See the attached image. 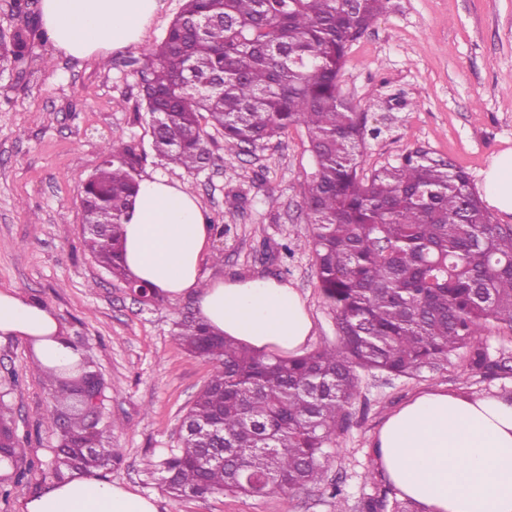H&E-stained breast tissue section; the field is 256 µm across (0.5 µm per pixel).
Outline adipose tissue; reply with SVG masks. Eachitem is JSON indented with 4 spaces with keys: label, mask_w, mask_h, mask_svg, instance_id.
<instances>
[{
    "label": "adipose tissue",
    "mask_w": 512,
    "mask_h": 512,
    "mask_svg": "<svg viewBox=\"0 0 512 512\" xmlns=\"http://www.w3.org/2000/svg\"><path fill=\"white\" fill-rule=\"evenodd\" d=\"M161 0H40L47 37L83 60L140 44ZM487 204L512 216V149L484 173ZM124 261L138 280L177 300L193 297L217 334L260 350L302 353L313 323L296 291L275 278L209 280L211 228L199 200L159 176L142 178L125 224ZM41 303L0 291V334L34 342L45 366L80 351ZM375 472L420 512H512V402L425 390L386 418L372 444ZM20 512H158L154 498L78 475L50 482Z\"/></svg>",
    "instance_id": "1"
}]
</instances>
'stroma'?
I'll return each mask as SVG.
<instances>
[{"mask_svg": "<svg viewBox=\"0 0 512 512\" xmlns=\"http://www.w3.org/2000/svg\"><path fill=\"white\" fill-rule=\"evenodd\" d=\"M140 47L104 59L76 60L53 47L40 11H18L0 0V33L25 32L29 56L0 71V291L38 301L55 315L105 381L103 418L113 424L119 457L104 480L157 499L159 512H359L361 500L386 495L373 468L372 442L384 419L418 392L512 399V370L477 373L459 350L452 366L421 376L362 374L352 422L330 450L326 476L341 488L274 490L266 495L216 494L173 498L148 468L175 447L182 418L212 366L190 355L176 322L192 319V299L143 304L125 282L101 267L81 243L80 186L103 160L113 133L143 149L138 176L180 183L201 203L209 223L227 226L212 237L205 268L211 277H273L295 288L313 321L309 349L336 342V318L316 278L305 241L304 205L311 158L304 127L239 149L216 137L214 161L190 173L150 151L149 116L141 100L140 49L155 47L184 0H162ZM339 85L366 115L364 172L396 164L422 149L464 169L472 184L502 150L512 148V0H388L368 31L349 47ZM291 254H284L282 244ZM29 342L0 338V392L23 440L19 467L29 473L0 496V512L51 482L58 430L46 416L50 390L33 371Z\"/></svg>", "mask_w": 512, "mask_h": 512, "instance_id": "obj_1", "label": "stroma"}]
</instances>
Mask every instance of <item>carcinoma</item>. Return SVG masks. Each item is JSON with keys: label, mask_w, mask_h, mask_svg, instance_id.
Returning a JSON list of instances; mask_svg holds the SVG:
<instances>
[{"label": "carcinoma", "mask_w": 512, "mask_h": 512, "mask_svg": "<svg viewBox=\"0 0 512 512\" xmlns=\"http://www.w3.org/2000/svg\"><path fill=\"white\" fill-rule=\"evenodd\" d=\"M387 0H185L165 37L142 53V98L156 155L190 172L211 161V135L238 148L309 135L313 172L305 204L319 288L336 315L337 341L301 356L257 351L218 336L200 320L179 323L191 354L213 366L162 460L161 488L173 497L257 496L326 485L336 437L352 422L360 373L415 377L452 364L492 326L512 337V225L496 224L469 175L422 150L367 174L366 119L344 99L338 76L350 45ZM17 32L9 58L25 63ZM82 185V241L112 276L147 284L123 264L141 156L122 136L103 148ZM472 371L489 368L470 350ZM50 383L47 416L60 427L53 478L90 475L117 460L112 423L87 412L97 364L37 365ZM0 449L20 440L0 410Z\"/></svg>", "instance_id": "carcinoma-1"}]
</instances>
